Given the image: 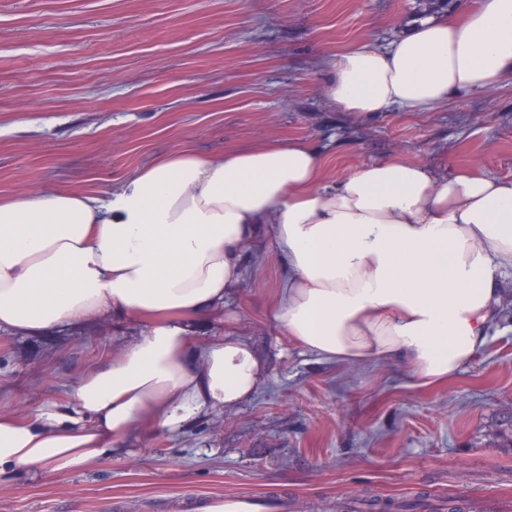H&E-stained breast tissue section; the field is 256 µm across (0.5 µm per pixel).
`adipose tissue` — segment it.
<instances>
[{
  "instance_id": "ef3b65f1",
  "label": "adipose tissue",
  "mask_w": 512,
  "mask_h": 512,
  "mask_svg": "<svg viewBox=\"0 0 512 512\" xmlns=\"http://www.w3.org/2000/svg\"><path fill=\"white\" fill-rule=\"evenodd\" d=\"M323 65L324 97L351 119L433 111L512 74V0H468ZM263 224L288 272L269 317L294 347L400 362L432 387L474 359L498 311L512 177L385 157L327 183L320 152L291 138L221 155L181 145L105 197L0 200V330L49 334L114 313L141 326L64 401L0 412V477L66 476L257 392L269 371L249 341L195 331L240 287Z\"/></svg>"
}]
</instances>
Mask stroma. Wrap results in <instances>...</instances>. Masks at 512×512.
Here are the masks:
<instances>
[{
	"mask_svg": "<svg viewBox=\"0 0 512 512\" xmlns=\"http://www.w3.org/2000/svg\"><path fill=\"white\" fill-rule=\"evenodd\" d=\"M420 0H0V197L66 188L98 195L182 142L221 154L302 137L328 148L324 177L395 157L512 177V78L431 112L352 122L321 89L324 53L389 42ZM286 277L269 233L201 337L232 326L269 379L64 478L0 481V512H183L251 490L289 512H347L361 493L456 499L512 512V274L485 345L448 383L400 364L357 367L300 353L268 308ZM106 317L50 336L0 331V410L66 397L138 336Z\"/></svg>",
	"mask_w": 512,
	"mask_h": 512,
	"instance_id": "stroma-1",
	"label": "stroma"
}]
</instances>
